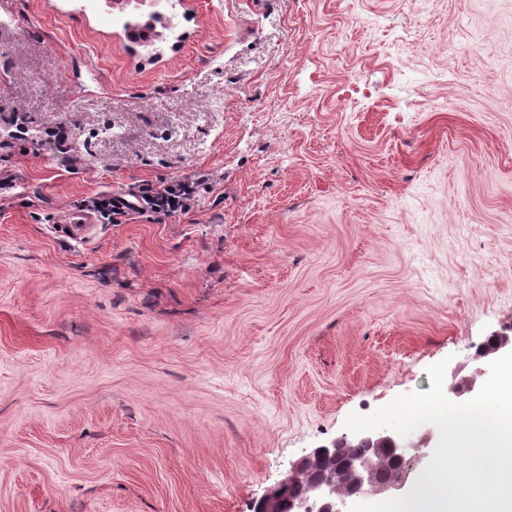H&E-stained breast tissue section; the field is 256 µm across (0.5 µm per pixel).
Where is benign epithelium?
Masks as SVG:
<instances>
[{"mask_svg": "<svg viewBox=\"0 0 512 512\" xmlns=\"http://www.w3.org/2000/svg\"><path fill=\"white\" fill-rule=\"evenodd\" d=\"M492 338L498 344L485 351L484 356L494 359L512 351V337L504 331L497 332ZM339 441L349 445H372L386 443L392 447L395 457L405 463L396 479L384 484H376L371 480L374 460L371 455H361L353 464L354 486L347 494L336 493V480L331 476H317L310 480L307 492L296 499L289 500V512H349L353 502L366 494H388L401 490L407 483L413 468L409 463L419 460L416 448L405 445L393 431L380 428L372 431L356 433L351 437L341 436Z\"/></svg>", "mask_w": 512, "mask_h": 512, "instance_id": "1", "label": "benign epithelium"}]
</instances>
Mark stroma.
Listing matches in <instances>:
<instances>
[{
	"mask_svg": "<svg viewBox=\"0 0 512 512\" xmlns=\"http://www.w3.org/2000/svg\"><path fill=\"white\" fill-rule=\"evenodd\" d=\"M174 2L0 0V512H253L512 323V0ZM187 188L184 185H167L162 190L158 191L155 196L150 199V204L156 210H163L167 213H175L179 208L182 207L180 203L181 196L187 195ZM170 198L174 199V202L170 201Z\"/></svg>",
	"mask_w": 512,
	"mask_h": 512,
	"instance_id": "35a3bbf8",
	"label": "stroma"
}]
</instances>
